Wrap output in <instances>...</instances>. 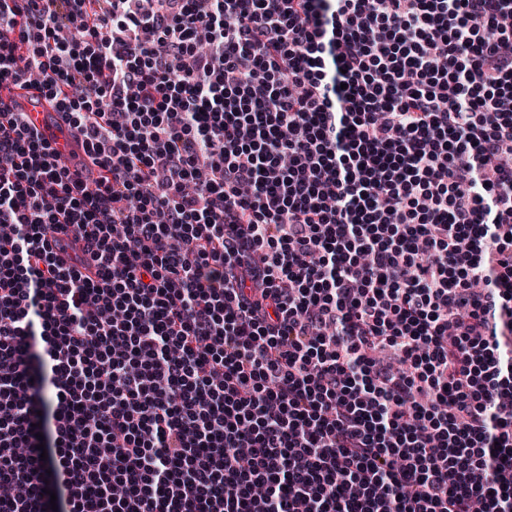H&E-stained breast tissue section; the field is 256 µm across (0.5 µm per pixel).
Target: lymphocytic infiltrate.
<instances>
[{"label": "lymphocytic infiltrate", "instance_id": "obj_1", "mask_svg": "<svg viewBox=\"0 0 512 512\" xmlns=\"http://www.w3.org/2000/svg\"><path fill=\"white\" fill-rule=\"evenodd\" d=\"M3 81L85 155L0 101V512H512V0H0ZM22 91L11 84H0V98L8 102L15 112H22L23 119L41 132L61 158L83 153L82 137L71 127L53 105L41 97L21 95Z\"/></svg>", "mask_w": 512, "mask_h": 512}]
</instances>
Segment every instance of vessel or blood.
I'll return each mask as SVG.
<instances>
[{
    "mask_svg": "<svg viewBox=\"0 0 512 512\" xmlns=\"http://www.w3.org/2000/svg\"><path fill=\"white\" fill-rule=\"evenodd\" d=\"M0 100L8 102L14 111L20 112L23 119L40 131L62 158L82 153L80 134L46 99L23 95L20 90L4 82L0 84Z\"/></svg>",
    "mask_w": 512,
    "mask_h": 512,
    "instance_id": "obj_1",
    "label": "vessel or blood"
}]
</instances>
